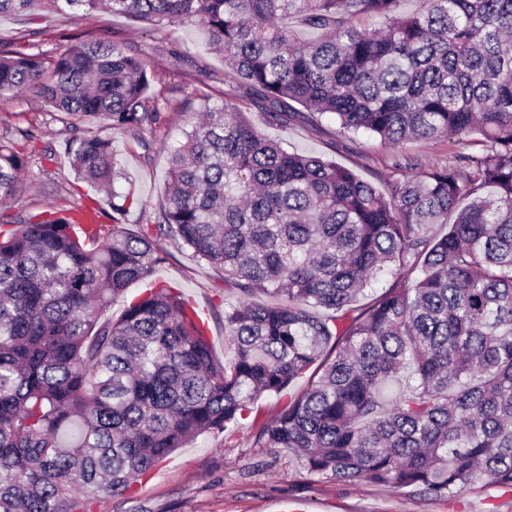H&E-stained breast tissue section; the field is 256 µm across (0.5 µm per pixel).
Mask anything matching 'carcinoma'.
Wrapping results in <instances>:
<instances>
[{"label":"carcinoma","mask_w":512,"mask_h":512,"mask_svg":"<svg viewBox=\"0 0 512 512\" xmlns=\"http://www.w3.org/2000/svg\"><path fill=\"white\" fill-rule=\"evenodd\" d=\"M0 0L101 9L162 31L203 29L269 123L334 115L341 136L470 137L479 151L424 171L393 157L387 198L352 169L259 133L230 99L168 150L154 228L123 217L133 194L112 142L71 149L107 193L112 231L54 207L0 230V512H90L264 394L309 375L263 423V448L314 475L452 501L512 488V0ZM321 32L302 42L285 20ZM146 58L80 43L52 59L0 50V95L32 89L81 124L147 135L167 103ZM26 167L0 143V197ZM170 239L221 268L229 364L167 285L105 318L167 260ZM395 276L385 291L373 285ZM257 293L266 303L253 300Z\"/></svg>","instance_id":"carcinoma-1"}]
</instances>
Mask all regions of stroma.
<instances>
[{
  "label": "stroma",
  "instance_id": "stroma-1",
  "mask_svg": "<svg viewBox=\"0 0 512 512\" xmlns=\"http://www.w3.org/2000/svg\"><path fill=\"white\" fill-rule=\"evenodd\" d=\"M99 40L120 41L131 52L148 55L156 74L152 90L169 101L165 120L153 135L152 150L142 148L131 133L111 134L113 151L138 200L125 217L136 231L153 217L164 197L168 147L183 142L205 101H220L230 87L224 80L223 59L208 50L206 34L193 26L159 32L100 10H86L76 17L26 12L0 18V46L17 52L48 57L58 46ZM192 87L197 95H189ZM250 117L262 134L281 141L288 150L326 155L352 168L386 196L392 193V155L422 168L453 159L444 142L408 140L392 150L368 135L345 140L328 115L315 124L295 122L285 127L267 124L256 111ZM29 130L35 139L28 144L24 174L15 196L0 198V211L26 216L76 202L96 212L99 224L111 227V220L99 212L96 192L78 181L71 167L66 147L75 137L72 125L43 107L36 93L0 96V141L22 143ZM156 245L167 252L166 263L133 284L128 297L157 284L176 288L204 316L216 359L229 361L224 312L236 304L237 292L225 287L219 268L193 258L189 250L164 238L157 239ZM283 403V397L262 396L238 425L199 436L142 476L129 491L96 498L90 512H512V489L488 481L449 503L310 474L296 454L256 443L259 423L270 419Z\"/></svg>",
  "mask_w": 512,
  "mask_h": 512
}]
</instances>
